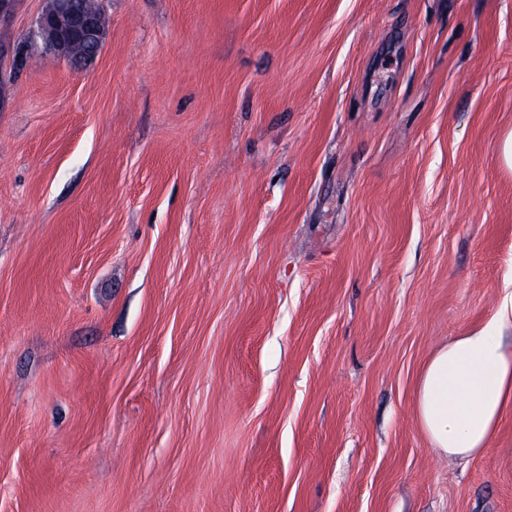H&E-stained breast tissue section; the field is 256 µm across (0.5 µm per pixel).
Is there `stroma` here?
<instances>
[{
    "instance_id": "1",
    "label": "stroma",
    "mask_w": 512,
    "mask_h": 512,
    "mask_svg": "<svg viewBox=\"0 0 512 512\" xmlns=\"http://www.w3.org/2000/svg\"><path fill=\"white\" fill-rule=\"evenodd\" d=\"M0 87V512H512L434 348L512 282V0H105Z\"/></svg>"
}]
</instances>
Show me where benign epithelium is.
Wrapping results in <instances>:
<instances>
[{"label":"benign epithelium","instance_id":"benign-epithelium-1","mask_svg":"<svg viewBox=\"0 0 512 512\" xmlns=\"http://www.w3.org/2000/svg\"><path fill=\"white\" fill-rule=\"evenodd\" d=\"M105 31L98 16L79 8L75 0H54L37 19L36 29L25 40L0 48V82L21 66L23 52L43 41L45 47L75 66H86L91 61L75 57L74 46L80 42H102Z\"/></svg>","mask_w":512,"mask_h":512}]
</instances>
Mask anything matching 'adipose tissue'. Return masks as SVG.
<instances>
[{
	"instance_id": "obj_1",
	"label": "adipose tissue",
	"mask_w": 512,
	"mask_h": 512,
	"mask_svg": "<svg viewBox=\"0 0 512 512\" xmlns=\"http://www.w3.org/2000/svg\"><path fill=\"white\" fill-rule=\"evenodd\" d=\"M512 289L487 321L435 348L416 387L415 417L451 458L481 455L512 413Z\"/></svg>"
}]
</instances>
